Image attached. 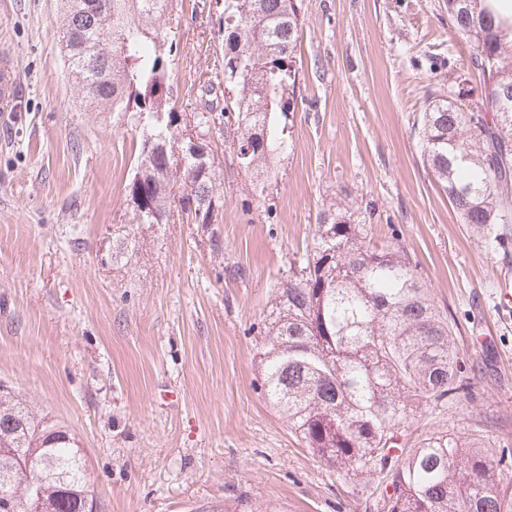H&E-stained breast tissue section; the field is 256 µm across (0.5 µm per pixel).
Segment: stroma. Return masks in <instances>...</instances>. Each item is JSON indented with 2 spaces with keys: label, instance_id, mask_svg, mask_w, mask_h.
Masks as SVG:
<instances>
[{
  "label": "stroma",
  "instance_id": "35a3bbf8",
  "mask_svg": "<svg viewBox=\"0 0 512 512\" xmlns=\"http://www.w3.org/2000/svg\"><path fill=\"white\" fill-rule=\"evenodd\" d=\"M223 0H170V104H200L224 58ZM292 127L263 182L212 135L213 224H132L140 134L82 98L59 50L64 0H0V57L20 84L0 112V385L67 426L98 512H381L379 478L313 456L260 389L259 322L323 204L346 189L368 235L398 236L473 378L471 412L426 413L415 447L460 432L512 454V262L460 224L424 163L431 91L479 84L446 0H298Z\"/></svg>",
  "mask_w": 512,
  "mask_h": 512
}]
</instances>
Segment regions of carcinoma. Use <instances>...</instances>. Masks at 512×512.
Segmentation results:
<instances>
[{
    "label": "carcinoma",
    "instance_id": "1",
    "mask_svg": "<svg viewBox=\"0 0 512 512\" xmlns=\"http://www.w3.org/2000/svg\"><path fill=\"white\" fill-rule=\"evenodd\" d=\"M67 0L61 52L83 98L129 112L141 130L128 207L134 224H214L224 206L215 154L203 166L180 155L185 134L211 133L241 153L251 173L281 149L295 108L293 59L302 21L296 0H224V68L229 103L182 116L168 108L167 0ZM477 0H447L455 35L469 46L479 89L431 94L419 127L423 157L478 243L512 254V57ZM260 334L261 388L314 456L339 473L382 474L394 492L386 512H512L500 481L508 456L491 459L449 431L411 449L401 429L428 410L474 401L448 319L428 298L417 266L394 240L368 238L365 212L341 200L318 214L313 247L291 263ZM34 466L0 494L30 512H76L93 499L75 438L0 390V446Z\"/></svg>",
    "mask_w": 512,
    "mask_h": 512
}]
</instances>
